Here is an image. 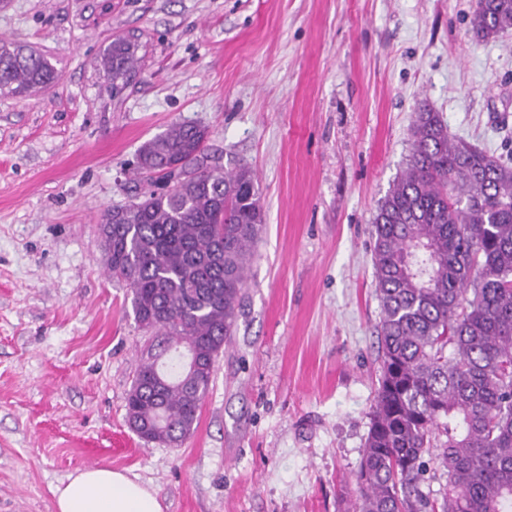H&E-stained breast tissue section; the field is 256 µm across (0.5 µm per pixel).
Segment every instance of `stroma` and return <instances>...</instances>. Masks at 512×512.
Returning a JSON list of instances; mask_svg holds the SVG:
<instances>
[{"label": "stroma", "mask_w": 512, "mask_h": 512, "mask_svg": "<svg viewBox=\"0 0 512 512\" xmlns=\"http://www.w3.org/2000/svg\"><path fill=\"white\" fill-rule=\"evenodd\" d=\"M475 0H0V38L59 79L0 95V512H55L70 474L138 477L163 512H344L378 377L373 219L420 101L512 160V30ZM135 42L131 84L99 69ZM249 166L266 224L193 433L140 439L126 397L151 336L98 227L146 191L177 123ZM471 24L475 36L481 40L512 29V0H477Z\"/></svg>", "instance_id": "35a3bbf8"}]
</instances>
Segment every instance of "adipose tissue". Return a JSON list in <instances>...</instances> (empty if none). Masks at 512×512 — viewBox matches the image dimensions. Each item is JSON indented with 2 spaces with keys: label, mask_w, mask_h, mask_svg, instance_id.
Listing matches in <instances>:
<instances>
[{
  "label": "adipose tissue",
  "mask_w": 512,
  "mask_h": 512,
  "mask_svg": "<svg viewBox=\"0 0 512 512\" xmlns=\"http://www.w3.org/2000/svg\"><path fill=\"white\" fill-rule=\"evenodd\" d=\"M56 512H162L156 493L120 471L89 467L55 490Z\"/></svg>",
  "instance_id": "ef3b65f1"
}]
</instances>
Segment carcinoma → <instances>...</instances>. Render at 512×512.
Segmentation results:
<instances>
[{
    "instance_id": "cac0c4a2",
    "label": "carcinoma",
    "mask_w": 512,
    "mask_h": 512,
    "mask_svg": "<svg viewBox=\"0 0 512 512\" xmlns=\"http://www.w3.org/2000/svg\"><path fill=\"white\" fill-rule=\"evenodd\" d=\"M471 24L481 40L512 29V0H476ZM134 66L123 38L101 59L115 90ZM57 80L47 57L0 39V92ZM412 138L374 218L381 366L351 512H512V166L425 102ZM207 141V128L181 123L145 142L136 174L170 187L99 225L108 269L153 334L127 395L148 443L192 433L264 224L256 175L209 164Z\"/></svg>"
}]
</instances>
